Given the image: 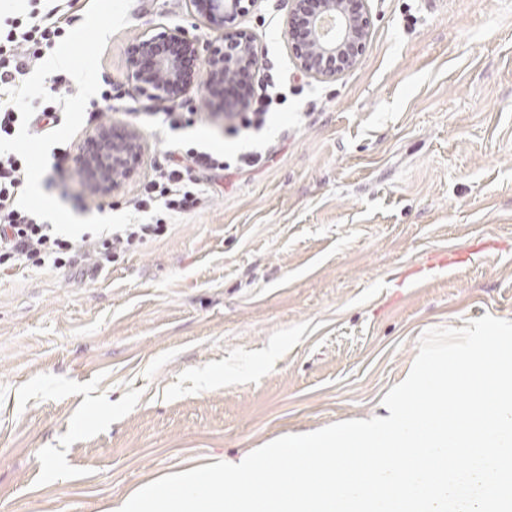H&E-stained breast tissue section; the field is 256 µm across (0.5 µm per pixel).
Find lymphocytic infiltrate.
Masks as SVG:
<instances>
[{
  "instance_id": "obj_1",
  "label": "lymphocytic infiltrate",
  "mask_w": 512,
  "mask_h": 512,
  "mask_svg": "<svg viewBox=\"0 0 512 512\" xmlns=\"http://www.w3.org/2000/svg\"><path fill=\"white\" fill-rule=\"evenodd\" d=\"M27 7L19 15L6 18L0 24V90L15 88L30 63L43 57L63 40L67 29L76 19L77 0H26ZM57 101L34 99V114L30 124L35 134L44 135L61 122L60 98L71 91V79L59 73L54 77ZM244 88L243 105L235 113L234 122L226 132L238 135L258 132L271 119L276 106L285 101L283 93L269 79L256 82L225 84V93ZM166 167L155 171L143 182L134 197L133 207L140 214V223L116 231L105 238L81 234L78 239L55 234L52 224L24 211L17 199L25 185V163L14 153L0 155V272L14 267L50 266L60 269L70 265L75 255H82L97 269L111 264L116 254L139 247L159 236L168 218L201 207L205 187L203 173L236 167L249 170L262 165L265 150L239 153L234 161L223 154L195 147L185 148L171 142Z\"/></svg>"
}]
</instances>
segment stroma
Wrapping results in <instances>:
<instances>
[{
  "label": "stroma",
  "instance_id": "1",
  "mask_svg": "<svg viewBox=\"0 0 512 512\" xmlns=\"http://www.w3.org/2000/svg\"><path fill=\"white\" fill-rule=\"evenodd\" d=\"M364 8L365 48L322 80L296 65L288 0H250L220 31L193 0H133L101 58L112 101L46 171L48 194L84 184L74 156L104 124L144 148L88 214L128 211L167 162L166 105L128 79L144 32L248 33L287 101L230 138L233 99L192 90L182 139L269 161L209 172L203 208L105 271L77 256L0 276V512H106L189 460L371 414L424 332L512 321V0Z\"/></svg>",
  "mask_w": 512,
  "mask_h": 512
}]
</instances>
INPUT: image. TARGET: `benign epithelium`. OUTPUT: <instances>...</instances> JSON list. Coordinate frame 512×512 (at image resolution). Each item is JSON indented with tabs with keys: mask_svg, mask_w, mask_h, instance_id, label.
<instances>
[{
	"mask_svg": "<svg viewBox=\"0 0 512 512\" xmlns=\"http://www.w3.org/2000/svg\"><path fill=\"white\" fill-rule=\"evenodd\" d=\"M206 21L224 27L241 10L242 0H194ZM288 0L289 33L301 27L302 43L296 47L299 67L320 79H332L350 68L365 47L370 20L363 0ZM238 48L232 62L224 59V49L214 48L201 55L199 42L181 27L157 34H142L130 57L129 81L145 89L153 98L167 103L182 100L192 89L208 92L224 82V72L232 70L239 78L254 74L257 50L252 39L236 38ZM206 69L200 79L196 64ZM143 149V136L134 128L117 129L103 125L90 133L79 155V164L91 189L109 197L119 186V176L133 173Z\"/></svg>",
	"mask_w": 512,
	"mask_h": 512,
	"instance_id": "1",
	"label": "benign epithelium"
}]
</instances>
